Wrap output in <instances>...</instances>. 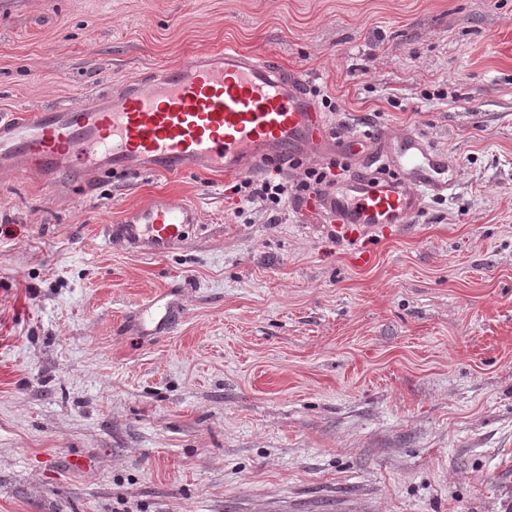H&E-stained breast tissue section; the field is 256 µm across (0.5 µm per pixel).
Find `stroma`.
Here are the masks:
<instances>
[{"label": "stroma", "mask_w": 512, "mask_h": 512, "mask_svg": "<svg viewBox=\"0 0 512 512\" xmlns=\"http://www.w3.org/2000/svg\"><path fill=\"white\" fill-rule=\"evenodd\" d=\"M228 43L334 106L280 180L381 130L457 185L349 237L219 174L0 170V512H512V0H0V113ZM160 194L199 212L179 249L106 244ZM173 284L176 329L130 335Z\"/></svg>", "instance_id": "1"}]
</instances>
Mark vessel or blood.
Here are the masks:
<instances>
[{
	"label": "vessel or blood",
	"instance_id": "obj_1",
	"mask_svg": "<svg viewBox=\"0 0 512 512\" xmlns=\"http://www.w3.org/2000/svg\"><path fill=\"white\" fill-rule=\"evenodd\" d=\"M326 134L306 75L228 45L136 74L116 93L1 115L0 167L26 163L79 178L207 171L233 178L268 162L287 168ZM455 185L447 156L409 132L377 142L349 179L317 193L314 208L345 229L408 224L427 196L447 195ZM198 222L194 206L159 195L126 210L103 233L111 246L160 259L182 246ZM182 312L171 285L136 305L128 329L144 338L164 336Z\"/></svg>",
	"mask_w": 512,
	"mask_h": 512
}]
</instances>
